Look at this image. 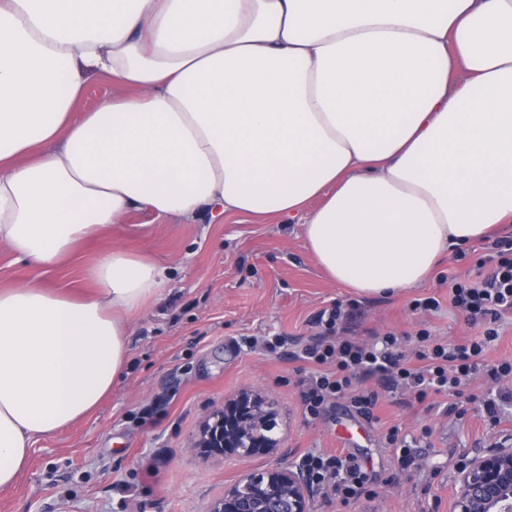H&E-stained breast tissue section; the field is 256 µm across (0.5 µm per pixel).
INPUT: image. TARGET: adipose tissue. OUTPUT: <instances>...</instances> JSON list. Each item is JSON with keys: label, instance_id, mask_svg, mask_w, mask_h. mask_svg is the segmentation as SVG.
Segmentation results:
<instances>
[{"label": "adipose tissue", "instance_id": "1", "mask_svg": "<svg viewBox=\"0 0 512 512\" xmlns=\"http://www.w3.org/2000/svg\"><path fill=\"white\" fill-rule=\"evenodd\" d=\"M124 87L97 107L93 79ZM144 209L302 224L333 281L423 283L512 223V0H0V244L50 268ZM0 289V490L92 414L166 269Z\"/></svg>", "mask_w": 512, "mask_h": 512}]
</instances>
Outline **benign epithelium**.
Wrapping results in <instances>:
<instances>
[{
  "label": "benign epithelium",
  "mask_w": 512,
  "mask_h": 512,
  "mask_svg": "<svg viewBox=\"0 0 512 512\" xmlns=\"http://www.w3.org/2000/svg\"><path fill=\"white\" fill-rule=\"evenodd\" d=\"M237 399L252 404L242 420L227 419L216 410L191 438L192 449L205 458L249 457L256 451L273 457L262 472L241 476L225 488L224 498L208 512H312L316 488L304 468L284 451L281 439L268 436L277 426V413L252 391ZM451 512H512V436L496 435L493 444L465 458L457 468Z\"/></svg>",
  "instance_id": "7a95c632"
}]
</instances>
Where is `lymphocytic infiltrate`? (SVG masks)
I'll return each mask as SVG.
<instances>
[{"mask_svg":"<svg viewBox=\"0 0 512 512\" xmlns=\"http://www.w3.org/2000/svg\"><path fill=\"white\" fill-rule=\"evenodd\" d=\"M493 248V255L486 257V266L477 271L475 280L451 285L452 305L464 311L470 323L487 325L482 337L468 343L445 344L424 331L418 336L421 347L410 359L401 349V338L391 333L370 343L341 337V304L323 310L319 323L325 330L324 337L302 349L303 359L314 366L301 381L305 415L317 417L326 402L344 398L359 413L371 415L380 394L362 388L361 380L366 374L378 372L391 386L420 402L432 391L448 393L453 398L448 406L452 414L459 410L458 398L468 397L470 402L479 403L490 425L500 424L497 399L463 393L464 386L478 375L491 385L512 377V359L492 363L486 358L489 345L498 338L496 323L504 314H512V238L494 241ZM306 462L317 483L333 495L345 500L374 498L369 477L354 455L312 454Z\"/></svg>","mask_w":512,"mask_h":512,"instance_id":"f902f5d3","label":"lymphocytic infiltrate"}]
</instances>
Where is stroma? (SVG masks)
Instances as JSON below:
<instances>
[{"label":"stroma","instance_id":"stroma-1","mask_svg":"<svg viewBox=\"0 0 512 512\" xmlns=\"http://www.w3.org/2000/svg\"><path fill=\"white\" fill-rule=\"evenodd\" d=\"M490 239L453 249L424 283L385 296H364L327 278L299 224L273 218L228 217L223 223L160 221L129 213L95 241L78 246L54 268L14 261L0 245V289L33 283L76 294L91 292L86 272L123 248L169 270L159 299L129 322L130 359L98 409L61 434L37 442L26 473L0 491V512H206L244 468L262 469L263 455L246 461L203 459L186 444L201 421L242 389L262 394L278 415L276 436L304 455L346 451L358 457L378 494L374 502H344L318 494L313 512H449L457 463L487 447L494 431L512 433V401L498 427L480 411L446 414L449 398L424 401L386 388L372 417L345 399L317 418L305 417L300 379L308 363L295 353L319 332L321 310L342 303L360 340L388 331L405 335L406 350L420 329L461 344L482 333L449 299L454 279L475 276ZM439 308L424 317L415 300ZM280 336L285 348L267 354L253 339ZM154 411L151 423L141 419ZM419 439L418 465L401 469L382 433L390 425Z\"/></svg>","mask_w":512,"mask_h":512}]
</instances>
